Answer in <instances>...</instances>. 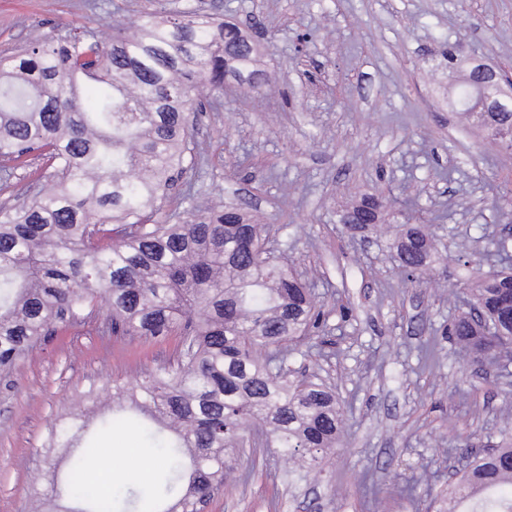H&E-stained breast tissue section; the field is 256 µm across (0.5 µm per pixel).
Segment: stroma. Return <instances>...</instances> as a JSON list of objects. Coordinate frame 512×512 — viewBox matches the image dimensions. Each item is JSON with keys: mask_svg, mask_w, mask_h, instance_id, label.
Masks as SVG:
<instances>
[{"mask_svg": "<svg viewBox=\"0 0 512 512\" xmlns=\"http://www.w3.org/2000/svg\"><path fill=\"white\" fill-rule=\"evenodd\" d=\"M190 8L237 20L265 55L261 90L225 88L194 131L199 200L243 202L279 227L288 259L313 283L321 332L292 369L331 386L345 411L332 467L289 487L271 448L238 457L202 512H432L460 449L489 448L512 428V374L487 373L446 330L463 309L464 260L500 270L512 251V153L448 108L436 65L449 46L512 69V0H0V56L47 40L53 25L104 34L143 12ZM249 157V168L237 167ZM417 204L436 251L419 277L393 244L404 225L348 230L363 198ZM177 337L101 333L98 322L48 337L0 379V512H31L48 481V429L87 391L143 379L172 360ZM117 489H139L127 457L153 458L129 427L96 426Z\"/></svg>", "mask_w": 512, "mask_h": 512, "instance_id": "35a3bbf8", "label": "stroma"}]
</instances>
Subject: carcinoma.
<instances>
[{
    "instance_id": "cac0c4a2",
    "label": "carcinoma",
    "mask_w": 512,
    "mask_h": 512,
    "mask_svg": "<svg viewBox=\"0 0 512 512\" xmlns=\"http://www.w3.org/2000/svg\"><path fill=\"white\" fill-rule=\"evenodd\" d=\"M258 46L234 22L190 9L176 17L147 12L136 30L104 38L87 26L54 28L50 39L0 57V159L19 169L42 160L36 192L0 210V376L45 341L50 327L103 318L114 336L179 338L172 361L135 385H112V416L139 417L170 474L128 509L197 512L232 468L233 452L256 445L301 461L288 482L322 473L343 433L332 390L288 365L290 344L323 320L302 274L271 249L277 238L228 202L217 209L169 208L175 181L197 165L192 131L219 101L197 100L200 85L224 89L232 76L265 82ZM406 234L430 242L407 211ZM512 271L471 283L491 336L464 315L448 336L496 366L512 363ZM86 415L51 427L52 475L44 512H113L112 489L87 469L109 468L84 443ZM437 512H512V429L493 448L472 452L470 470L434 498Z\"/></svg>"
}]
</instances>
